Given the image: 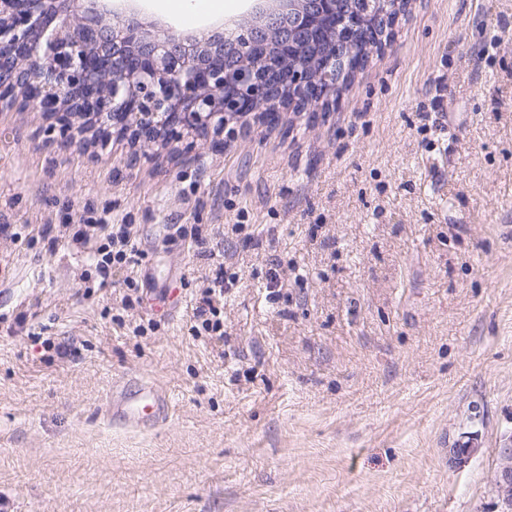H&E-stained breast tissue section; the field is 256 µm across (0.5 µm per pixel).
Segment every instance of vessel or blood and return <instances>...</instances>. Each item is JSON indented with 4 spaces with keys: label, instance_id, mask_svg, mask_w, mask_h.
Returning a JSON list of instances; mask_svg holds the SVG:
<instances>
[{
    "label": "vessel or blood",
    "instance_id": "vessel-or-blood-1",
    "mask_svg": "<svg viewBox=\"0 0 512 512\" xmlns=\"http://www.w3.org/2000/svg\"><path fill=\"white\" fill-rule=\"evenodd\" d=\"M170 405L166 394L155 386L141 384L127 390L124 381H115L107 401L111 419L132 428L154 425L168 416Z\"/></svg>",
    "mask_w": 512,
    "mask_h": 512
}]
</instances>
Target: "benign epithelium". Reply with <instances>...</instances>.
I'll return each mask as SVG.
<instances>
[{
  "label": "benign epithelium",
  "mask_w": 512,
  "mask_h": 512,
  "mask_svg": "<svg viewBox=\"0 0 512 512\" xmlns=\"http://www.w3.org/2000/svg\"><path fill=\"white\" fill-rule=\"evenodd\" d=\"M250 17L201 37L154 30L112 0H0V112L32 108L49 141L90 133L193 149L241 118L264 124L284 112L325 110L357 53L349 33L323 26L348 0H254ZM396 3L381 0L376 28L393 25ZM315 53L319 74L288 58ZM512 493V448L502 449Z\"/></svg>",
  "instance_id": "benign-epithelium-1"
}]
</instances>
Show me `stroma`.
Segmentation results:
<instances>
[{
  "label": "stroma",
  "mask_w": 512,
  "mask_h": 512,
  "mask_svg": "<svg viewBox=\"0 0 512 512\" xmlns=\"http://www.w3.org/2000/svg\"><path fill=\"white\" fill-rule=\"evenodd\" d=\"M45 126L0 112V314L80 353L46 361L0 322V512H512L495 482L512 437V0H409L326 118L251 122L220 151L59 145ZM88 208L140 250L133 285L89 298L86 253L4 230ZM191 224L206 254L171 241ZM215 254L239 277L220 345L190 331ZM119 379L162 389L168 418L110 420ZM462 442L479 452L453 462Z\"/></svg>",
  "instance_id": "stroma-1"
}]
</instances>
